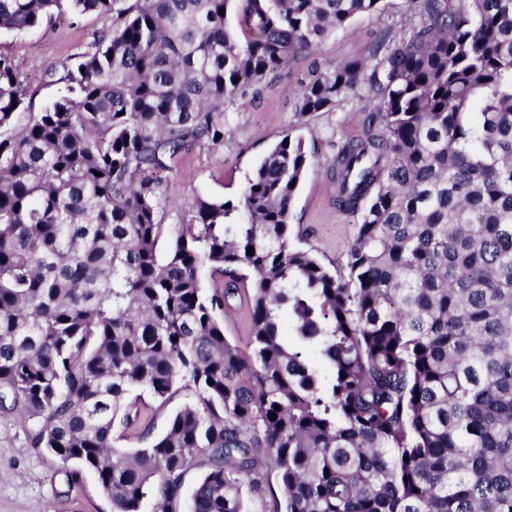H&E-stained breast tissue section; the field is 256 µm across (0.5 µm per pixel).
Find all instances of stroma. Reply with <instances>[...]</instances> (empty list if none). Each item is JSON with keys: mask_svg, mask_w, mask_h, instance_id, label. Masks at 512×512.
<instances>
[{"mask_svg": "<svg viewBox=\"0 0 512 512\" xmlns=\"http://www.w3.org/2000/svg\"><path fill=\"white\" fill-rule=\"evenodd\" d=\"M111 24V19L89 13L74 22L58 20L22 34L0 33V50L15 56L37 91L32 111H40L57 93L48 69L63 62L76 64ZM408 27L405 0H385L381 15L356 17L346 29L317 39L310 53L294 58L286 75L228 107L223 146L196 148L168 175L160 188L162 198L184 202L203 194L237 200L271 148L285 133H292L304 140L313 158L292 207L294 242L325 264H345L359 217L337 206L330 168L337 143L360 135L373 105L351 95L332 111L304 118L297 112L295 92L326 67L365 56L383 29L398 38ZM187 400L182 392L162 405L150 393H142L137 405L148 435L140 438L116 426L118 447L147 446L165 432L171 415ZM20 420L16 412L0 415V512H111L95 475L82 471L66 480V467L58 458L27 447Z\"/></svg>", "mask_w": 512, "mask_h": 512, "instance_id": "obj_1", "label": "stroma"}]
</instances>
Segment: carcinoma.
Listing matches in <instances>:
<instances>
[{"label": "carcinoma", "instance_id": "obj_1", "mask_svg": "<svg viewBox=\"0 0 512 512\" xmlns=\"http://www.w3.org/2000/svg\"><path fill=\"white\" fill-rule=\"evenodd\" d=\"M383 2L0 0L17 34L112 19L38 112L0 50V409L112 512H178L195 465L190 512H249L270 473L283 512H512V0H406L409 35L296 90L302 117L376 100L333 159L345 270L293 243L312 156L289 132L237 201L158 220L230 104ZM248 285L242 348L224 315ZM136 389L190 400L129 453Z\"/></svg>", "mask_w": 512, "mask_h": 512}]
</instances>
